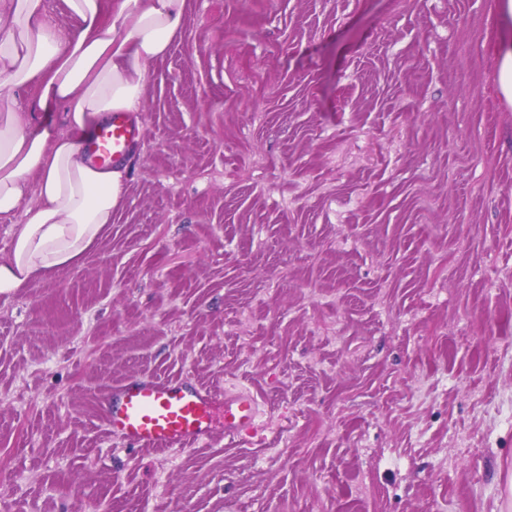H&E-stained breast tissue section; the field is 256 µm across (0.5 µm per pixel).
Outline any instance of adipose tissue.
Returning <instances> with one entry per match:
<instances>
[{"instance_id": "adipose-tissue-1", "label": "adipose tissue", "mask_w": 512, "mask_h": 512, "mask_svg": "<svg viewBox=\"0 0 512 512\" xmlns=\"http://www.w3.org/2000/svg\"><path fill=\"white\" fill-rule=\"evenodd\" d=\"M75 19L54 26L45 0H0V89L27 88L32 109L55 104L63 128L0 120V215L16 214L0 257V294L78 263L112 222L133 159L92 166L82 141L113 112L138 113L150 64L183 30L185 0H62ZM496 85L512 105V0H500Z\"/></svg>"}]
</instances>
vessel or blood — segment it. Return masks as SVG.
<instances>
[{
  "mask_svg": "<svg viewBox=\"0 0 512 512\" xmlns=\"http://www.w3.org/2000/svg\"><path fill=\"white\" fill-rule=\"evenodd\" d=\"M145 129L115 112L84 143L95 167L120 162ZM109 430L132 449L196 446L216 430L234 438L257 431V397L248 391L215 392L186 379L132 378L115 387L104 409Z\"/></svg>",
  "mask_w": 512,
  "mask_h": 512,
  "instance_id": "1",
  "label": "vessel or blood"
}]
</instances>
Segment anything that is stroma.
Instances as JSON below:
<instances>
[{"mask_svg": "<svg viewBox=\"0 0 512 512\" xmlns=\"http://www.w3.org/2000/svg\"><path fill=\"white\" fill-rule=\"evenodd\" d=\"M498 0H186L105 237L0 295V512H512ZM139 376L258 436L127 450Z\"/></svg>", "mask_w": 512, "mask_h": 512, "instance_id": "stroma-1", "label": "stroma"}]
</instances>
